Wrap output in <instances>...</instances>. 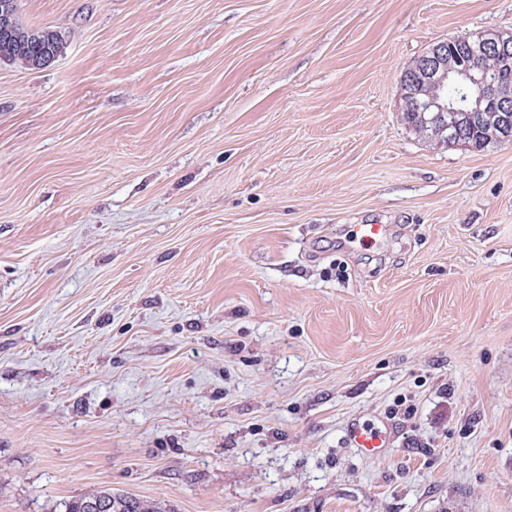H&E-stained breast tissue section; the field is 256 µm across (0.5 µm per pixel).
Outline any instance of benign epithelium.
<instances>
[{
	"label": "benign epithelium",
	"mask_w": 512,
	"mask_h": 512,
	"mask_svg": "<svg viewBox=\"0 0 512 512\" xmlns=\"http://www.w3.org/2000/svg\"><path fill=\"white\" fill-rule=\"evenodd\" d=\"M13 0H0V29L9 32L14 25ZM471 57V62L458 68L448 58V49L437 44L419 57L416 86L424 89L425 98L416 106L422 122L437 133V139L453 147L458 145L460 132L457 120L458 109L440 94L443 77L458 76L474 93L472 105L465 110L470 123L483 130L487 141H512V80L498 75L489 77V68L482 64V58L490 51L497 52L498 62L508 65L512 61V32L507 30H484L478 33H464L452 38Z\"/></svg>",
	"instance_id": "1"
}]
</instances>
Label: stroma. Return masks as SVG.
<instances>
[{
    "instance_id": "35a3bbf8",
    "label": "stroma",
    "mask_w": 512,
    "mask_h": 512,
    "mask_svg": "<svg viewBox=\"0 0 512 512\" xmlns=\"http://www.w3.org/2000/svg\"><path fill=\"white\" fill-rule=\"evenodd\" d=\"M18 17L62 49L0 59V512H512V142L425 139L402 87L512 0ZM347 437L355 448L369 457L380 456L389 448L387 437L365 424H353L347 431ZM106 501L112 503V509L109 512H162V511H175L161 510L157 504L148 503L136 497L112 493L109 489L98 490L88 493L86 495L77 497L70 500L66 504L65 512H90L88 510V503L91 501Z\"/></svg>"
}]
</instances>
